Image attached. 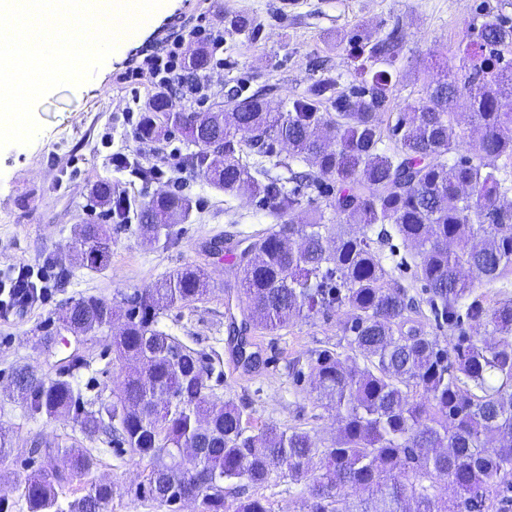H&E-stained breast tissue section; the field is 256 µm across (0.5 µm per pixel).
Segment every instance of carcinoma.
Listing matches in <instances>:
<instances>
[{
	"label": "carcinoma",
	"instance_id": "cac0c4a2",
	"mask_svg": "<svg viewBox=\"0 0 512 512\" xmlns=\"http://www.w3.org/2000/svg\"><path fill=\"white\" fill-rule=\"evenodd\" d=\"M476 40L457 69L429 70L421 95L401 108L404 38L378 25L347 34L355 62L352 84L323 74L288 101L241 78L226 91L229 112L160 111L156 93L134 129L141 143L180 134L196 151L192 166L227 195L247 192L279 223L249 237L239 256L237 306L245 330H277L341 312L351 354L311 353L307 368L318 402L340 418L336 441L319 446L310 432L253 425L232 401L218 403L205 381L203 355L158 329L171 307L199 301L208 275L188 265L147 288L121 294L118 304L88 296L65 303L54 323L94 334L105 320L122 321L115 361L128 364L119 392L98 403L74 381L83 356L45 380L14 368L17 398L33 419L71 414L89 439L125 445L151 468L141 495L167 512L182 499L196 512H271L265 500L232 492L285 473L304 485L311 512H507L512 503V299L491 298L477 285L512 283V18L483 9ZM229 27L254 39L261 23L243 15ZM467 96L470 122L481 131L470 145L458 131L455 107ZM288 146V160L278 147ZM223 149L215 160L211 146ZM336 188L327 208L289 219L304 207L305 190ZM102 215L127 223V198L99 181L92 189ZM190 199L179 190L151 198L138 213L142 242L170 238L187 219ZM354 218L358 232H336ZM82 259L107 261L110 236L84 224ZM399 239L415 249L412 295L400 278L403 260L381 246ZM457 334L452 348L426 322ZM503 336L487 344L479 328ZM204 449L192 464L174 451ZM436 448L447 452L437 454ZM66 467H41L26 480L27 512H107L112 484L94 481L82 493L65 489L92 471L81 448L62 450ZM319 465L313 466V459ZM446 477L455 496L431 492ZM362 488L357 504L348 490Z\"/></svg>",
	"mask_w": 512,
	"mask_h": 512
}]
</instances>
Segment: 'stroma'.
<instances>
[{"label": "stroma", "instance_id": "1", "mask_svg": "<svg viewBox=\"0 0 512 512\" xmlns=\"http://www.w3.org/2000/svg\"><path fill=\"white\" fill-rule=\"evenodd\" d=\"M484 1L512 17V0H165L90 80L55 89L37 104L34 115L41 129L34 140L0 150V279L23 270L42 288L36 303L12 311L9 319L0 318V428L9 431L14 444L12 455L0 461V497L13 504L14 512H26L24 483L34 465L47 463L46 457L33 460L27 452L38 435L87 450L95 458L92 479L114 486L108 512H165L136 495L150 470L148 461L86 438L72 418H27L13 394L10 373L26 364L45 377L58 376L71 349L63 340H44L43 329L62 304L87 296L112 303L119 292L147 287L187 265L207 271L211 290L203 300L165 311L159 327L208 354L215 399L246 405L257 423L310 431L324 446L337 434L335 410L317 403L309 381H294L288 366L311 351L345 345L343 314L259 333L254 341L262 364L250 371L237 366L225 316L227 298L236 290L235 272L227 256L209 253L205 245L227 234L242 239L274 219L249 195H224L185 166L192 147L182 136L151 145L135 140L127 111L144 108L154 88L124 81L121 75L134 65L139 50L164 37L173 23L189 29L202 20L214 27L231 15L261 21L260 35L252 43L244 35L225 32L224 47L213 54L204 74L203 97L171 103L175 109L209 112L227 108V86L242 76L253 86H271L275 98L285 101L322 70L347 73L343 34L354 27L370 31L382 22L399 26L404 37L406 79L398 93L403 101L420 88L427 68L458 64L459 49L474 37L471 20ZM116 152L156 168L157 178L145 183L114 169L111 157ZM103 179L135 208L181 184L193 201L192 212L165 244H143L137 219L129 218L124 230L113 232L107 262L83 266L78 231L101 219L91 190ZM113 336V330L104 328L84 339L89 365L78 382L86 398L108 400L118 388L121 369L114 360ZM256 493L268 500L272 512L311 510L303 485L284 475L274 476Z\"/></svg>", "mask_w": 512, "mask_h": 512}]
</instances>
